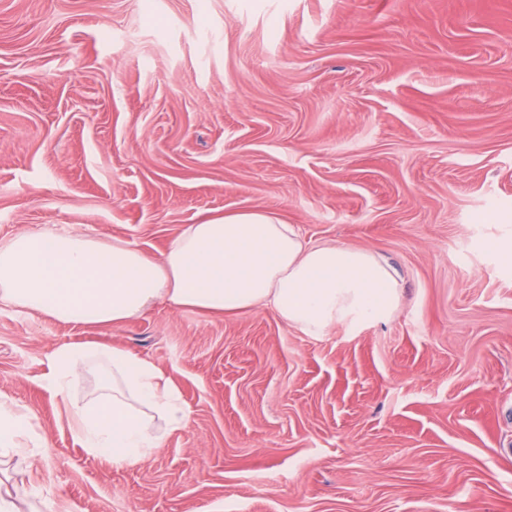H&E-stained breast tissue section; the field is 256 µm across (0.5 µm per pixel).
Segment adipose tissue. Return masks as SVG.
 I'll return each mask as SVG.
<instances>
[{
    "label": "adipose tissue",
    "mask_w": 512,
    "mask_h": 512,
    "mask_svg": "<svg viewBox=\"0 0 512 512\" xmlns=\"http://www.w3.org/2000/svg\"><path fill=\"white\" fill-rule=\"evenodd\" d=\"M401 297L397 272L375 253L306 245L293 225L257 210L185 225L157 257L77 231L0 242V303L73 325H119L164 302L217 314L267 307L308 336L338 326L355 334L388 321ZM48 367L45 384L82 447L113 466L146 463L190 424L174 380L129 349L63 344ZM86 373L96 386L79 402L71 391ZM31 432L29 416L1 399L0 457L26 461Z\"/></svg>",
    "instance_id": "ef3b65f1"
}]
</instances>
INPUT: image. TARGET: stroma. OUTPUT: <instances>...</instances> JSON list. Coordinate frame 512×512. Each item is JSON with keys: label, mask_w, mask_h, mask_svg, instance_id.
<instances>
[{"label": "stroma", "mask_w": 512, "mask_h": 512, "mask_svg": "<svg viewBox=\"0 0 512 512\" xmlns=\"http://www.w3.org/2000/svg\"><path fill=\"white\" fill-rule=\"evenodd\" d=\"M254 209L375 252L399 311L316 338L272 310L121 325L0 304L12 472L56 512H512V0H0V241L156 256ZM153 361L191 411L148 462L81 448L60 345ZM29 416L16 405L0 400V457L26 462L32 441Z\"/></svg>", "instance_id": "35a3bbf8"}]
</instances>
